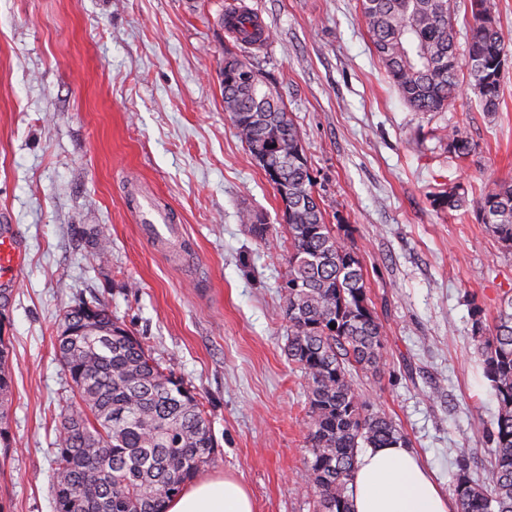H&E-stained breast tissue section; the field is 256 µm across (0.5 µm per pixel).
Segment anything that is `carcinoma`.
I'll use <instances>...</instances> for the list:
<instances>
[{"mask_svg": "<svg viewBox=\"0 0 512 512\" xmlns=\"http://www.w3.org/2000/svg\"><path fill=\"white\" fill-rule=\"evenodd\" d=\"M374 51L400 97L417 112H441L477 92L496 112L512 49L497 24L493 0H471L468 50L460 58L452 0H361ZM225 15L241 42L266 34L253 14L230 4ZM224 110L284 205L288 273L280 291L288 322V360L306 382L308 448L305 485L313 512H350L348 482L362 448L408 444L400 428L370 404L355 376L384 369L382 328L366 274L345 244L341 225L326 221L301 135L262 75L232 57L224 66ZM448 146L469 155L468 140L448 133ZM482 223L512 247V181L492 184L475 202ZM485 376L498 401L489 431L491 463L479 480L470 459L458 461L453 492L459 512H512V297L491 335L473 309ZM335 328H330V325ZM76 401L61 415L54 442L53 512H165L212 462L215 439L197 393L162 367L102 305L67 310L54 340ZM12 399L8 351L0 339V446Z\"/></svg>", "mask_w": 512, "mask_h": 512, "instance_id": "cac0c4a2", "label": "carcinoma"}]
</instances>
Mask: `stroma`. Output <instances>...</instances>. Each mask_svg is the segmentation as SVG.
<instances>
[{
    "mask_svg": "<svg viewBox=\"0 0 512 512\" xmlns=\"http://www.w3.org/2000/svg\"><path fill=\"white\" fill-rule=\"evenodd\" d=\"M226 0H0V218L24 263L5 292L11 446L0 512H53L52 446L70 381L52 341L64 312L97 301L193 388L217 443L200 478L232 475L255 512H311L305 381L285 354L283 204L224 110L226 54L250 64L298 127L332 224L366 270L385 371L358 388L451 491L461 454L488 464L498 402L472 307L493 326L512 295V249L475 207L512 180V68L498 111L466 89L417 112L376 57L358 0H234L270 32L238 43ZM458 130L469 156L448 148ZM137 186L185 245L157 252L128 207ZM271 226L255 239L244 212Z\"/></svg>",
    "mask_w": 512,
    "mask_h": 512,
    "instance_id": "35a3bbf8",
    "label": "stroma"
}]
</instances>
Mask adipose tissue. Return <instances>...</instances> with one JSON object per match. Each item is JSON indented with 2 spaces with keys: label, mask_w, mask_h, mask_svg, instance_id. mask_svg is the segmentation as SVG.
<instances>
[{
  "label": "adipose tissue",
  "mask_w": 512,
  "mask_h": 512,
  "mask_svg": "<svg viewBox=\"0 0 512 512\" xmlns=\"http://www.w3.org/2000/svg\"><path fill=\"white\" fill-rule=\"evenodd\" d=\"M352 512H458L413 450L397 443L360 453L348 484ZM167 512H254L236 477L202 481L170 499Z\"/></svg>",
  "instance_id": "ef3b65f1"
}]
</instances>
